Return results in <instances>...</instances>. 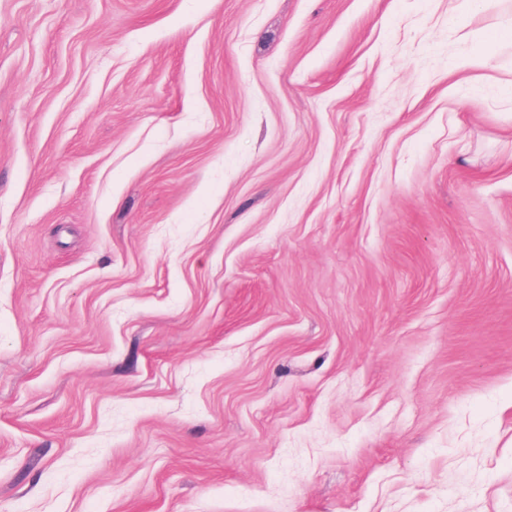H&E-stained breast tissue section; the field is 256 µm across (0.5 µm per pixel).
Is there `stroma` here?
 Wrapping results in <instances>:
<instances>
[{"label":"stroma","mask_w":512,"mask_h":512,"mask_svg":"<svg viewBox=\"0 0 512 512\" xmlns=\"http://www.w3.org/2000/svg\"><path fill=\"white\" fill-rule=\"evenodd\" d=\"M0 0V512H512V0Z\"/></svg>","instance_id":"obj_1"}]
</instances>
